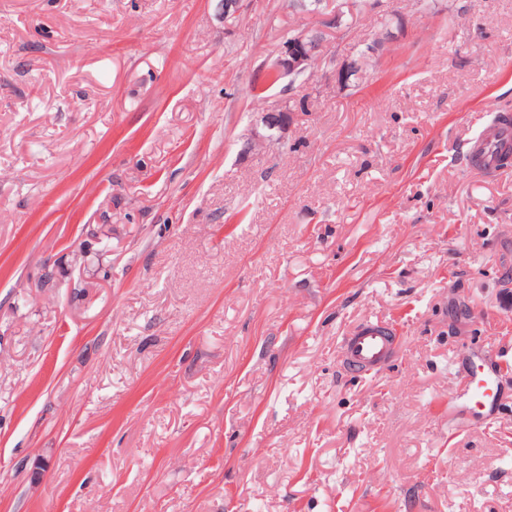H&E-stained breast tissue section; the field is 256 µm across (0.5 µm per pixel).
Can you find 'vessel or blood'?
Listing matches in <instances>:
<instances>
[{"label": "vessel or blood", "instance_id": "b4317fda", "mask_svg": "<svg viewBox=\"0 0 512 512\" xmlns=\"http://www.w3.org/2000/svg\"><path fill=\"white\" fill-rule=\"evenodd\" d=\"M468 163L492 174L512 165V114H496L467 142ZM398 354L394 327L379 320L367 321L343 337L339 360L353 376L378 374ZM491 349L472 348L465 360L467 377L448 403V425L459 427L473 410L494 415L502 399L499 373L491 363Z\"/></svg>", "mask_w": 512, "mask_h": 512}]
</instances>
